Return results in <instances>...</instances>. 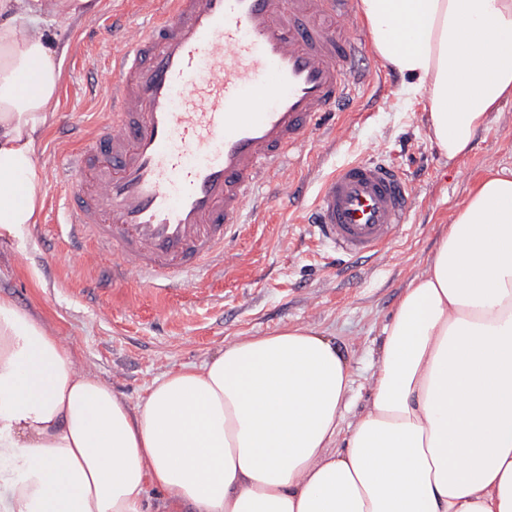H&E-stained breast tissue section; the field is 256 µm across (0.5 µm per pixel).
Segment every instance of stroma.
<instances>
[{
    "mask_svg": "<svg viewBox=\"0 0 512 512\" xmlns=\"http://www.w3.org/2000/svg\"><path fill=\"white\" fill-rule=\"evenodd\" d=\"M153 7L152 0H92L87 14L58 27V113L42 133L37 156L42 209L37 224L0 231V291L38 312L71 342L82 367L133 405L170 368L200 363L229 343L286 325L312 327L333 340L350 365L343 421L352 423L371 400L383 329L403 289L435 252L457 205L490 173L512 169V99L490 113L471 150L451 161L429 136L426 96L407 92L402 75L370 53L378 76L360 85L357 110L328 119L332 127L349 124V135L322 137L292 160L302 206L260 185L251 202L256 221L234 242L237 259L223 273L178 293L136 285L92 292L88 286L100 267L74 256L59 229L62 212L52 205L65 192L59 174L74 148L58 131L60 115L69 113L81 130L101 120L107 90L93 77L108 50L96 31L118 12L146 22ZM371 157L404 173L413 208L385 255L347 264L318 243L307 208L335 167Z\"/></svg>",
    "mask_w": 512,
    "mask_h": 512,
    "instance_id": "35a3bbf8",
    "label": "stroma"
}]
</instances>
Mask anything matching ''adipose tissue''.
I'll list each match as a JSON object with an SVG mask.
<instances>
[{"label": "adipose tissue", "instance_id": "1", "mask_svg": "<svg viewBox=\"0 0 512 512\" xmlns=\"http://www.w3.org/2000/svg\"><path fill=\"white\" fill-rule=\"evenodd\" d=\"M90 0H0V230L39 221L40 136L58 106L52 28ZM371 43L448 159L512 96V0H359ZM486 58L476 68L473 47ZM372 400L338 428L351 372L285 326L155 378L137 405L0 293V512H512V169L457 207L404 288Z\"/></svg>", "mask_w": 512, "mask_h": 512}]
</instances>
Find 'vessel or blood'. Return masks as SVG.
Masks as SVG:
<instances>
[{
	"label": "vessel or blood",
	"mask_w": 512,
	"mask_h": 512,
	"mask_svg": "<svg viewBox=\"0 0 512 512\" xmlns=\"http://www.w3.org/2000/svg\"><path fill=\"white\" fill-rule=\"evenodd\" d=\"M356 0H160L150 21L98 30L110 110L70 153L63 228L116 255L99 288H168L232 265L258 184L293 198L285 162L350 110L367 36ZM403 173L369 159L323 181L312 222L344 261L387 252L412 210Z\"/></svg>",
	"instance_id": "1"
}]
</instances>
